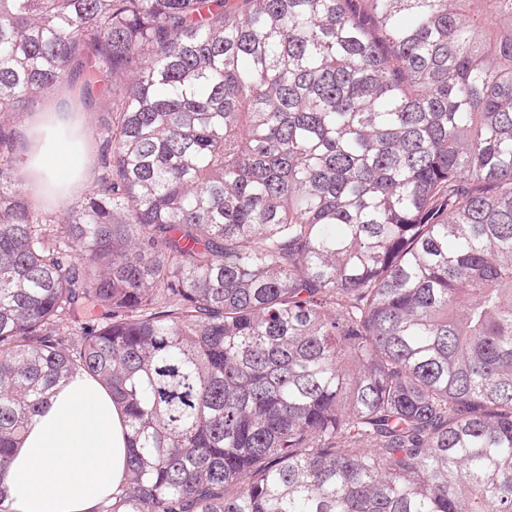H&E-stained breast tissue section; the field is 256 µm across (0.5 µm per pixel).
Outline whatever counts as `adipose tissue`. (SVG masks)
I'll return each mask as SVG.
<instances>
[{"instance_id": "1", "label": "adipose tissue", "mask_w": 512, "mask_h": 512, "mask_svg": "<svg viewBox=\"0 0 512 512\" xmlns=\"http://www.w3.org/2000/svg\"><path fill=\"white\" fill-rule=\"evenodd\" d=\"M74 145L53 140L42 149L22 150L38 199L45 184L59 186L57 204L88 180L72 160ZM128 453V435L120 407L109 390L85 375L58 388L45 409L29 423L10 463L11 493L0 512H95L116 492Z\"/></svg>"}]
</instances>
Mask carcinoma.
Segmentation results:
<instances>
[{"mask_svg": "<svg viewBox=\"0 0 512 512\" xmlns=\"http://www.w3.org/2000/svg\"><path fill=\"white\" fill-rule=\"evenodd\" d=\"M60 89L64 212L0 122V500L87 374L96 512H512V0H0V113ZM83 115L86 118L87 124L91 129V136L89 138H83L85 144V150L90 153L98 165V157L101 152L102 138L100 135V123H99V112L96 110H83Z\"/></svg>", "mask_w": 512, "mask_h": 512, "instance_id": "cac0c4a2", "label": "carcinoma"}]
</instances>
